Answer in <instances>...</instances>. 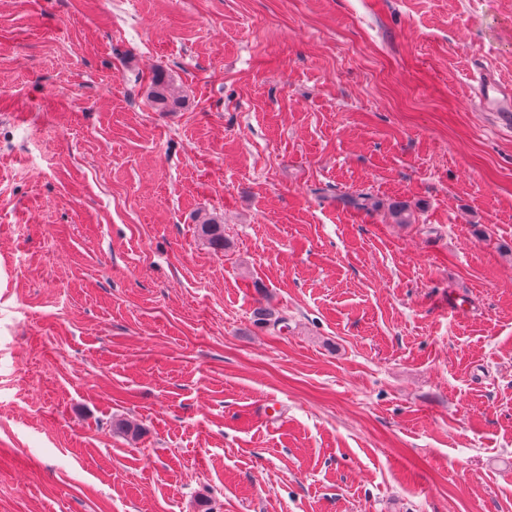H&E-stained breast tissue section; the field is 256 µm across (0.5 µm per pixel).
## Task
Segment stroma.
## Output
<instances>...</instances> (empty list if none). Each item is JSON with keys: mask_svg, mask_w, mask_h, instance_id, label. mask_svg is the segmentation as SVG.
I'll use <instances>...</instances> for the list:
<instances>
[{"mask_svg": "<svg viewBox=\"0 0 512 512\" xmlns=\"http://www.w3.org/2000/svg\"><path fill=\"white\" fill-rule=\"evenodd\" d=\"M486 76L512 0H0V512H512ZM147 95L162 112L170 111L178 104L177 97L174 95L170 80L163 74L158 73L149 84Z\"/></svg>", "mask_w": 512, "mask_h": 512, "instance_id": "1", "label": "stroma"}]
</instances>
